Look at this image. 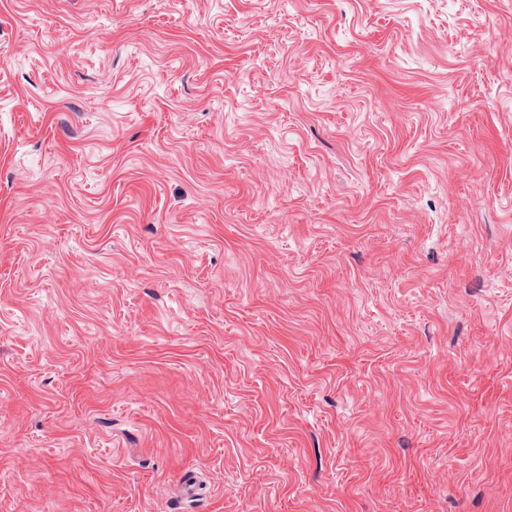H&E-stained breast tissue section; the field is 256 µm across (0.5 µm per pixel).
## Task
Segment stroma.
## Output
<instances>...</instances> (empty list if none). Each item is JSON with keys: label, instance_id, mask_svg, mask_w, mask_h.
I'll return each mask as SVG.
<instances>
[{"label": "stroma", "instance_id": "obj_1", "mask_svg": "<svg viewBox=\"0 0 512 512\" xmlns=\"http://www.w3.org/2000/svg\"><path fill=\"white\" fill-rule=\"evenodd\" d=\"M0 512H512V0H0Z\"/></svg>", "mask_w": 512, "mask_h": 512}]
</instances>
